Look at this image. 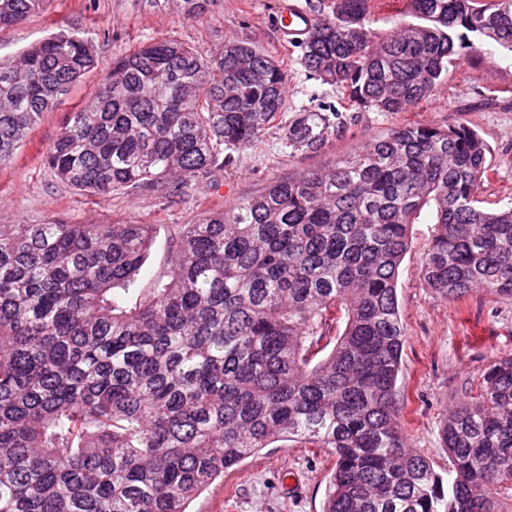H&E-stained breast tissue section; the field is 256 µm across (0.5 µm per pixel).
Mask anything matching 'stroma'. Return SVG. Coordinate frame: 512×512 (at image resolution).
Returning a JSON list of instances; mask_svg holds the SVG:
<instances>
[{
    "instance_id": "stroma-1",
    "label": "stroma",
    "mask_w": 512,
    "mask_h": 512,
    "mask_svg": "<svg viewBox=\"0 0 512 512\" xmlns=\"http://www.w3.org/2000/svg\"><path fill=\"white\" fill-rule=\"evenodd\" d=\"M278 0H215L201 14L185 15L181 0H50L45 11L0 27V57H18L28 47L65 30L88 40L98 65L72 88L62 104L44 113L13 161L0 167V224L138 222L160 231L139 287H148L167 260V229L192 224L215 209L259 194L274 178L307 168H326L337 157L394 126L425 124L477 127L486 140L491 170L479 197L485 206L512 202V55L450 66L435 96L408 112H365L344 134L316 154L290 156L278 128L253 148L232 152L222 172L188 182L170 199L133 190L111 195L81 194L47 166L45 153L68 112L106 79L113 57L160 38H174L210 52L246 42L259 47L288 73V109L323 108L336 102L335 87L310 79L300 49L281 46L276 35ZM431 227L410 229L408 252L399 270L397 295L406 327L398 386L408 400L404 427L412 448L438 472L448 469L439 433L448 408L478 381L495 356L512 353V300L483 293L451 302L420 280V261ZM334 459L326 448H299L278 441L225 471L191 505L192 512H322Z\"/></svg>"
}]
</instances>
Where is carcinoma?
Masks as SVG:
<instances>
[{"mask_svg":"<svg viewBox=\"0 0 512 512\" xmlns=\"http://www.w3.org/2000/svg\"><path fill=\"white\" fill-rule=\"evenodd\" d=\"M49 0H0V27ZM319 0L301 46L340 108L293 112V154L320 152L361 112H405L456 60L512 54V0ZM97 64L59 32L0 59V166ZM287 110V74L250 43L175 39L112 60L46 153L97 195L210 178ZM488 145L468 125L409 124L304 169L171 236V260L129 295L153 224L0 225V512H188L224 471L278 440L335 456L323 512H503L512 502V353L451 407L448 473L410 448L397 386V297L409 228L433 224L420 275L452 302L512 299V204L478 190ZM404 9L402 0H380L376 10L375 23L372 27L378 32H388L393 29L399 17H396Z\"/></svg>","mask_w":512,"mask_h":512,"instance_id":"obj_1","label":"carcinoma"}]
</instances>
